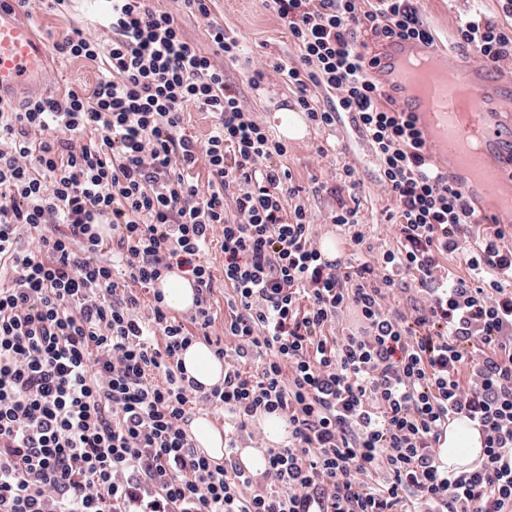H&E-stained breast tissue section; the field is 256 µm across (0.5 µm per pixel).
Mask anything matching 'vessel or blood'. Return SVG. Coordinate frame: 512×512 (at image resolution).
<instances>
[{
	"mask_svg": "<svg viewBox=\"0 0 512 512\" xmlns=\"http://www.w3.org/2000/svg\"><path fill=\"white\" fill-rule=\"evenodd\" d=\"M416 58L433 61L437 74L424 94H416L417 76L406 64ZM48 52L31 26L19 16L14 0H0V101L40 97L46 81ZM382 85L395 91L404 108L418 117L429 147L444 164L461 174V189L471 197L496 186L495 208L478 204L481 216L499 224L512 222V152L504 131L512 118L495 112L489 68L468 60L449 64L416 39L391 43L376 70ZM478 140L482 152L469 158L464 142Z\"/></svg>",
	"mask_w": 512,
	"mask_h": 512,
	"instance_id": "vessel-or-blood-1",
	"label": "vessel or blood"
}]
</instances>
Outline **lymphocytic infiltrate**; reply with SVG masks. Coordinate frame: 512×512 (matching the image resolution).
Listing matches in <instances>:
<instances>
[{"label": "lymphocytic infiltrate", "instance_id": "1", "mask_svg": "<svg viewBox=\"0 0 512 512\" xmlns=\"http://www.w3.org/2000/svg\"><path fill=\"white\" fill-rule=\"evenodd\" d=\"M182 3L209 48L150 0H107L103 35L83 24L53 45L101 63L92 89L0 104V512H512V244L500 228L475 237L473 202L363 40L432 43L416 0H268L296 50L274 72L312 125L352 116L395 202L396 249L357 265L322 259L285 143L214 64L242 48L212 0ZM457 36L486 65L512 57V34L482 15ZM191 106L214 120L206 141L183 131ZM357 186L347 166L313 188L354 246ZM43 224L58 230L31 237ZM215 241L232 343L215 344L224 383L205 392L179 356L216 320ZM452 254L468 277L442 265ZM173 271L196 290L185 322L155 288ZM403 271L418 283L407 311ZM348 313L358 328L337 333ZM193 404L224 415L223 468L183 429ZM265 414L288 440L247 474L232 453L259 447L249 422ZM452 414L486 439L455 472L438 450Z\"/></svg>", "mask_w": 512, "mask_h": 512}]
</instances>
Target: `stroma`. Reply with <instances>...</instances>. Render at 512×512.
Returning a JSON list of instances; mask_svg holds the SVG:
<instances>
[{"mask_svg": "<svg viewBox=\"0 0 512 512\" xmlns=\"http://www.w3.org/2000/svg\"><path fill=\"white\" fill-rule=\"evenodd\" d=\"M417 7L434 36L435 48L452 57L465 53L456 40L460 19L477 12L500 25L512 26V14L503 12L502 0H419ZM101 8L100 0H68L64 8L49 11L43 9L40 0H35L30 22L38 37L50 46ZM211 9L226 34L242 41L246 57L267 65L294 59L295 50L288 32L268 8L266 0H213ZM49 72L45 93L52 96L70 87L92 86L99 68L95 62L55 53L50 57ZM224 76L228 83L236 86L245 107L273 127L279 124L277 115L282 104L293 102L295 98L292 88L278 77L270 82L267 92L256 94L240 65L226 66ZM320 148L326 151L327 157L319 164L315 157ZM283 164L289 168L294 185L300 186L302 199L312 211L314 229L320 238L336 239L344 245V256L356 255L370 262L384 250L395 248L389 221L394 202L378 187L379 172L373 150L360 133L344 123L337 124L332 132L312 130L308 138L288 142ZM347 165L356 171L358 220L365 224L367 232L364 245L357 251L347 245L344 232L331 226L326 200L312 193L314 180L332 178Z\"/></svg>", "mask_w": 512, "mask_h": 512, "instance_id": "obj_1", "label": "stroma"}]
</instances>
